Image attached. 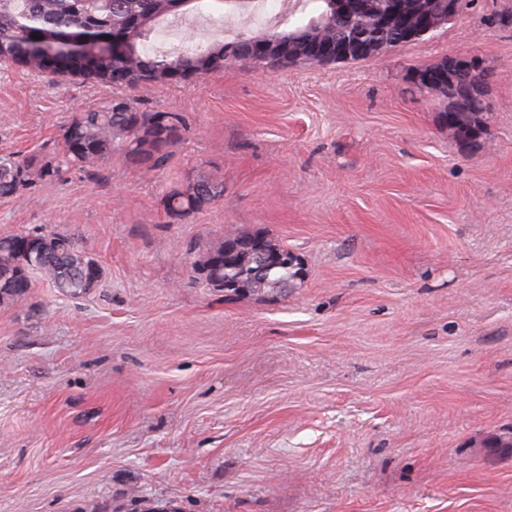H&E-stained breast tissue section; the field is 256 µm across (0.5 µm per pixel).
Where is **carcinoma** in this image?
Listing matches in <instances>:
<instances>
[{
  "label": "carcinoma",
  "mask_w": 512,
  "mask_h": 512,
  "mask_svg": "<svg viewBox=\"0 0 512 512\" xmlns=\"http://www.w3.org/2000/svg\"><path fill=\"white\" fill-rule=\"evenodd\" d=\"M175 0H0V33L6 34L0 64L22 67L50 80L79 78L90 84L134 90L153 85L198 83L205 76L235 67L243 71L286 68L288 64L254 50L258 42L285 39L288 32L248 35L204 48L181 52L138 50L160 19L176 15ZM390 9V0H366L365 7L351 15L334 18L315 32L318 37L336 38L355 32L392 40L395 25L377 27V19ZM124 28L131 45L121 51L97 55L86 63L60 69L48 59V50L58 51L75 40L112 37V28ZM51 34L54 47L32 35ZM444 112L454 138L465 145H478L485 135L487 113L480 103L467 100ZM191 130L183 112H141L129 98L114 96L94 107H77L71 121L62 128L61 147L43 155L0 158V198L25 190L34 191L52 182L67 167L85 171L118 156L144 173L165 168L172 148ZM224 196V183L212 176L188 177L162 198L166 216L173 222L187 220ZM260 239L283 260L273 265L263 285L250 283V246ZM287 249L261 234L233 232L206 249L195 271L212 288L232 294L229 283H241L251 292H268L295 280L297 268L289 262ZM102 269L80 250L69 235L33 231L0 235V303L25 298L36 280H44L66 296H80L98 285Z\"/></svg>",
  "instance_id": "obj_1"
}]
</instances>
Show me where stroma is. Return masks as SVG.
<instances>
[{
	"mask_svg": "<svg viewBox=\"0 0 512 512\" xmlns=\"http://www.w3.org/2000/svg\"><path fill=\"white\" fill-rule=\"evenodd\" d=\"M512 0H475L363 60L129 92L188 113L168 168L120 159L0 199V235H71L103 275L0 304V512H512ZM305 0H193L145 42L293 27ZM491 73L484 142L408 73ZM113 88L0 68V156L58 143ZM212 175L183 222L161 200ZM268 235L303 278L228 296L193 270L226 232ZM224 195V183L212 176L187 177L162 198L166 216L172 222L187 220L214 204Z\"/></svg>",
	"mask_w": 512,
	"mask_h": 512,
	"instance_id": "stroma-1",
	"label": "stroma"
}]
</instances>
